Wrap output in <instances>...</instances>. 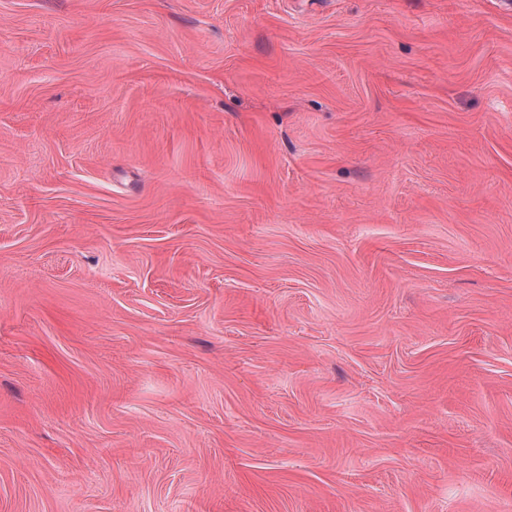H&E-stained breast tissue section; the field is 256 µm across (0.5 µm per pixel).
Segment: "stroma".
<instances>
[{
  "instance_id": "stroma-1",
  "label": "stroma",
  "mask_w": 512,
  "mask_h": 512,
  "mask_svg": "<svg viewBox=\"0 0 512 512\" xmlns=\"http://www.w3.org/2000/svg\"><path fill=\"white\" fill-rule=\"evenodd\" d=\"M0 512H512V0H0Z\"/></svg>"
}]
</instances>
